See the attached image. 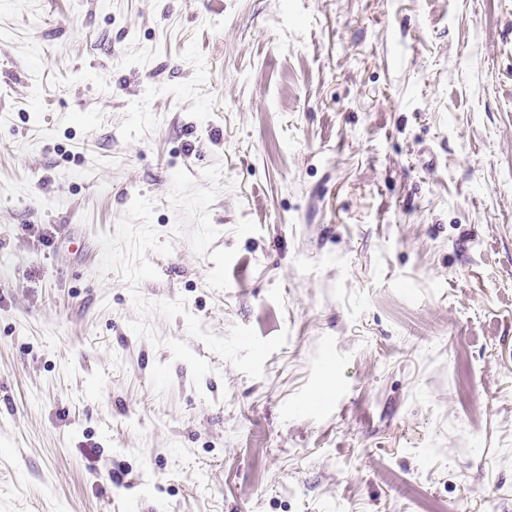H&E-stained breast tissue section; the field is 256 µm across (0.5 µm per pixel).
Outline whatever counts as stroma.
<instances>
[{"instance_id":"obj_1","label":"stroma","mask_w":512,"mask_h":512,"mask_svg":"<svg viewBox=\"0 0 512 512\" xmlns=\"http://www.w3.org/2000/svg\"><path fill=\"white\" fill-rule=\"evenodd\" d=\"M0 512H512V0H0Z\"/></svg>"}]
</instances>
